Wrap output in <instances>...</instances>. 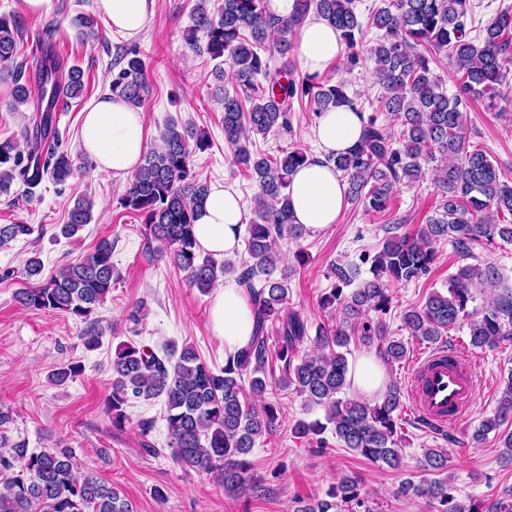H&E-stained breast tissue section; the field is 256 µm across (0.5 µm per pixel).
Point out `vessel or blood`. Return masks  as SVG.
Returning <instances> with one entry per match:
<instances>
[{"instance_id":"obj_1","label":"vessel or blood","mask_w":512,"mask_h":512,"mask_svg":"<svg viewBox=\"0 0 512 512\" xmlns=\"http://www.w3.org/2000/svg\"><path fill=\"white\" fill-rule=\"evenodd\" d=\"M477 363L456 351L432 350L410 372L411 412L434 427L461 423L476 399Z\"/></svg>"}]
</instances>
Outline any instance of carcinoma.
<instances>
[{"mask_svg":"<svg viewBox=\"0 0 512 512\" xmlns=\"http://www.w3.org/2000/svg\"><path fill=\"white\" fill-rule=\"evenodd\" d=\"M339 32L343 43L355 49L363 36V23L355 0H295L288 18H276L265 0H224L216 13L200 0L193 11V26L186 40L213 61L227 60L238 89L224 91V138L233 149L234 163L251 172L257 183L254 218L247 225V258L236 267L217 264L203 256L194 235L198 208L209 188L191 175V159L209 148L202 136L189 138L188 130L170 124L160 142L144 151L131 184L121 198L123 208L143 218L147 239L158 244L156 257L168 258L188 274L190 283L208 291L226 274L236 275L245 288L252 309L255 332L250 342L229 356L224 366L212 370L195 350L180 353L152 349L133 341L118 345L112 355V390L108 410L112 424L121 427L127 407L138 399L162 397L167 428L180 464L213 474L230 497L244 490L249 463L246 456L258 440L278 425L279 408L265 403L258 409L246 393L265 397L271 381L267 368L276 364L282 381L294 386L307 407L320 406L326 422L297 421L292 432L326 449L323 434L332 429L344 447L363 458L396 469L403 449L398 444V411L402 389L389 384L371 402L340 397L347 387L349 344L377 345L388 364L406 357L403 340L385 336L380 320L370 312L385 314L391 303L390 287L428 276L436 260L435 245L449 242L463 264L448 276L447 292L433 291L424 304L403 314V324L420 341L436 343L443 332L464 322L474 348L512 346V284L492 263L471 264L475 245L498 238L512 245V186L502 180L488 154L470 145L466 106L470 97L494 96L512 63V9L505 7L470 37L469 0H388L372 11L368 25L377 31L368 48L374 83L381 92L377 111L393 118L392 127L369 115L359 142L349 151L328 157L347 184V200L368 213H383L402 184L418 182L432 171L440 194L435 214L412 234L385 239L374 256L360 255V263L331 266L335 279L319 306L338 307L343 322L335 327L320 324L310 337L306 318L289 306L291 273L273 277L280 260V242L298 241L307 233L293 222L288 194L290 176L307 161V152L293 148L281 157L253 149L249 134L265 136L286 132L290 101L308 98L317 115L342 105L364 112L345 84L331 78L293 77L290 54L310 14ZM78 36L95 39V22L88 16L74 19ZM203 33L199 44L197 33ZM19 26L0 18V70L10 72L13 107L32 108V125L25 129L26 154L9 143L0 145V190L19 177L34 188L44 177L64 184L76 170L70 155L60 149L55 101L76 98L84 83L81 70L68 65L47 32L42 61L30 78L16 65ZM443 56L459 74L460 83L448 93L434 75L431 64ZM124 65L112 81V92L130 105L142 104L149 88L144 63L137 53L123 58ZM252 106L245 108L244 101ZM91 204L79 200L68 213L61 233L75 236L91 223ZM29 224H0V246L30 235ZM115 242L101 240L94 251L77 263H65L46 280L40 279L41 261L29 258L22 275L34 282L16 293L18 303L29 309L61 314L81 325L79 336L88 349L100 345L104 335L97 308L112 292L116 278L112 264ZM370 264L369 276L361 277V265ZM356 285L349 294L344 288ZM491 296L482 308H469L474 290ZM278 324L277 341L270 344L267 327ZM313 339L315 354L299 355V348ZM82 372L68 363L51 373L59 385ZM512 417V370L503 379L493 416L483 420L471 435L474 446ZM443 448H427L420 467L439 473L448 469ZM426 496L436 512H512V488L507 498L494 501L459 500L444 480L403 486V494ZM0 512H133L132 505L112 485L94 472L80 471L74 451L58 443L39 452L24 442H14L0 454ZM296 512H370L358 492V481L345 476L316 505Z\"/></svg>","mask_w":512,"mask_h":512,"instance_id":"cac0c4a2","label":"carcinoma"}]
</instances>
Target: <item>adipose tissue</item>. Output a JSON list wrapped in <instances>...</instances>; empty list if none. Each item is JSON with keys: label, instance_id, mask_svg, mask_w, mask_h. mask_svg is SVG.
<instances>
[{"label": "adipose tissue", "instance_id": "obj_1", "mask_svg": "<svg viewBox=\"0 0 512 512\" xmlns=\"http://www.w3.org/2000/svg\"><path fill=\"white\" fill-rule=\"evenodd\" d=\"M156 0H97V8L113 31L127 39L140 35L155 13ZM334 28L311 18L300 31L299 50L305 71L323 72L343 52ZM359 113L337 107L319 115L311 130L313 146L306 163L294 172L290 198L296 223L319 232L336 224L346 204L347 185L329 163L331 155L347 151L360 139ZM82 150L99 174L133 176L145 150L140 113L124 100L112 97L91 102L84 110L80 130ZM244 209L232 187L211 186L195 223L197 243L204 252L227 258L242 249ZM211 332L224 344L225 355L244 346L253 329L251 308L244 288L235 278H225L209 307Z\"/></svg>", "mask_w": 512, "mask_h": 512}]
</instances>
